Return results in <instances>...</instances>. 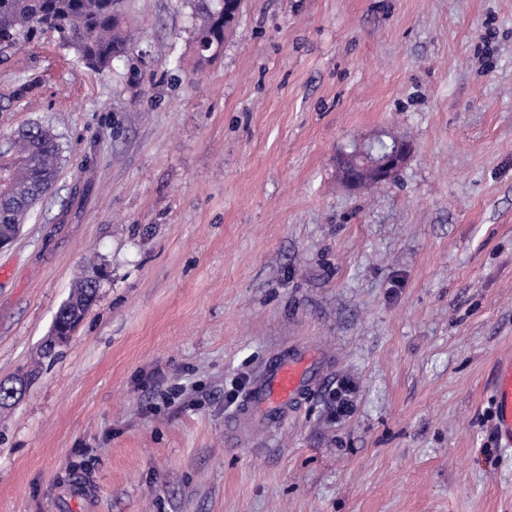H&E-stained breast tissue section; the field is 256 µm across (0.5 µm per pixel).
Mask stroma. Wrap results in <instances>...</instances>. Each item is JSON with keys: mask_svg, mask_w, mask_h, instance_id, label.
Returning a JSON list of instances; mask_svg holds the SVG:
<instances>
[{"mask_svg": "<svg viewBox=\"0 0 512 512\" xmlns=\"http://www.w3.org/2000/svg\"><path fill=\"white\" fill-rule=\"evenodd\" d=\"M134 61L45 35L0 61V137L58 179L0 249V512H512L491 434L512 353V0H242L199 62L183 0H122ZM396 181L341 184L378 136ZM97 298L44 356L88 264ZM318 350L285 423H225Z\"/></svg>", "mask_w": 512, "mask_h": 512, "instance_id": "1", "label": "stroma"}]
</instances>
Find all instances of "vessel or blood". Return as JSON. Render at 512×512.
<instances>
[{"instance_id":"vessel-or-blood-1","label":"vessel or blood","mask_w":512,"mask_h":512,"mask_svg":"<svg viewBox=\"0 0 512 512\" xmlns=\"http://www.w3.org/2000/svg\"><path fill=\"white\" fill-rule=\"evenodd\" d=\"M321 374L315 353L301 347L287 349L266 362L253 382L247 398L227 421L236 430L242 421L257 418L268 424L287 420L288 412L305 401ZM495 407L493 433L499 447H512V356H501L495 366L492 386Z\"/></svg>"}]
</instances>
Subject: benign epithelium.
<instances>
[{"label": "benign epithelium", "instance_id": "benign-epithelium-1", "mask_svg": "<svg viewBox=\"0 0 512 512\" xmlns=\"http://www.w3.org/2000/svg\"><path fill=\"white\" fill-rule=\"evenodd\" d=\"M363 153L368 157L364 165H357L348 158L337 159L340 180L351 189H365L378 182H389L405 164L412 146L396 139L388 144L377 137L364 144Z\"/></svg>", "mask_w": 512, "mask_h": 512}]
</instances>
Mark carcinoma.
Instances as JSON below:
<instances>
[{"instance_id":"carcinoma-1","label":"carcinoma","mask_w":512,"mask_h":512,"mask_svg":"<svg viewBox=\"0 0 512 512\" xmlns=\"http://www.w3.org/2000/svg\"><path fill=\"white\" fill-rule=\"evenodd\" d=\"M119 0H0V53L37 44L40 34H57L60 49L73 51L101 73L112 61L129 57L134 35L124 23ZM192 19V38L203 61H210L233 36L240 5L235 0H186ZM60 144L48 127L32 125L14 134V148L0 157V187L7 189L0 208L3 224L24 223L35 205L56 181ZM95 292L80 281L58 314L82 319Z\"/></svg>"}]
</instances>
